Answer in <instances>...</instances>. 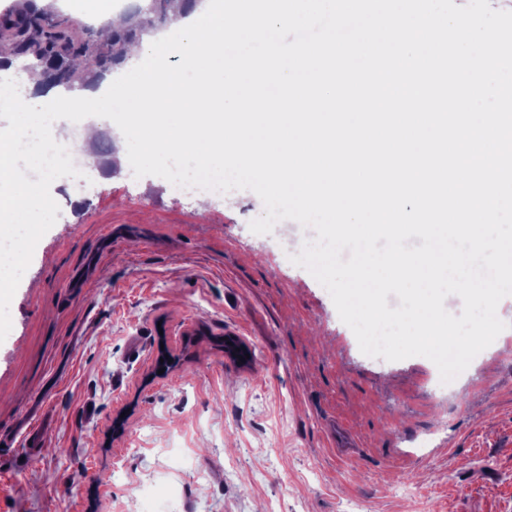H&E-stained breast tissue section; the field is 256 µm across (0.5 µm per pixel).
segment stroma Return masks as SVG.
Wrapping results in <instances>:
<instances>
[{
    "instance_id": "35a3bbf8",
    "label": "stroma",
    "mask_w": 512,
    "mask_h": 512,
    "mask_svg": "<svg viewBox=\"0 0 512 512\" xmlns=\"http://www.w3.org/2000/svg\"><path fill=\"white\" fill-rule=\"evenodd\" d=\"M74 127L56 136L93 167L52 183L61 214L0 342V438L17 450L0 512H512V301L438 391L427 358L364 355L291 262L315 231L253 233V191L200 210L102 151L111 128L87 144ZM336 419L355 440L344 465L324 445Z\"/></svg>"
}]
</instances>
